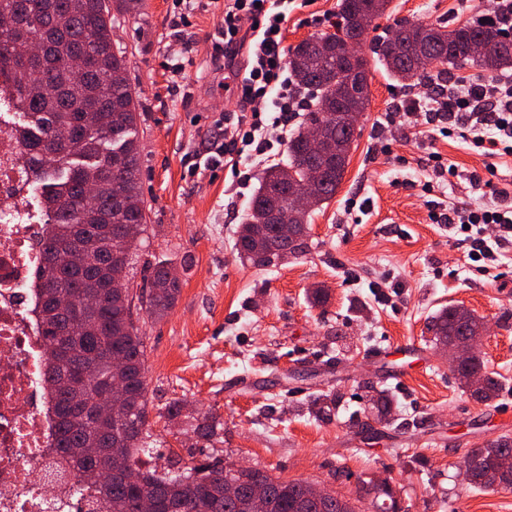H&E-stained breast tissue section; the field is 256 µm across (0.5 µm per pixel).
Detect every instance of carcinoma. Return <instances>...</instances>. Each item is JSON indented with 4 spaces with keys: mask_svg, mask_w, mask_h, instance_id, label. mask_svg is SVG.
Instances as JSON below:
<instances>
[{
    "mask_svg": "<svg viewBox=\"0 0 512 512\" xmlns=\"http://www.w3.org/2000/svg\"><path fill=\"white\" fill-rule=\"evenodd\" d=\"M0 15L22 23L0 28V72L10 78L18 111L27 117L26 150L32 174L50 212V232L43 244L40 319L48 345L46 381L59 421L55 448L70 460L87 483L100 486L106 512H139L143 497L155 512H256L248 488L267 489L261 512H357L349 500L306 496L305 481L282 480L254 468L235 473L220 459H169L164 472L143 462L150 437V398L146 380V347L133 309L140 306L160 319L175 306L181 280L169 277L171 264L160 261L151 271L148 289L134 294L129 279L130 251L117 267L109 257L129 239L145 241L147 224L139 179L140 149L135 130L138 101L125 77V57L114 50L112 26L140 0H3ZM390 0H340L337 32L302 41L288 54V69L299 87L311 92L306 128L288 141V164L269 167L259 180L243 221L236 247L254 266L284 259L283 251L304 252L309 213L295 217L298 244L287 247L279 235L274 211L291 210L285 177L304 175L310 160L305 151L307 128L326 125L339 155L322 168L318 202L328 203L339 188L355 141L358 120L336 114L342 92L340 46L358 30L357 17L377 18ZM509 30L494 20L466 21L449 29L442 21H403L392 34L372 40L374 62L395 81L421 80L435 62L439 70L475 65L487 71L512 69V50H504ZM487 51L472 57L470 43ZM100 286L97 314L82 307L83 285ZM139 304H134V301ZM480 317L463 306L441 309L433 319V341L450 336L481 335ZM484 384L471 391L480 401L496 399L499 378L484 374ZM110 389L123 397L114 416L96 415L99 394ZM224 426L215 415L194 417L198 440L212 443ZM465 468L470 486L512 490V438L500 436L468 451ZM135 472L140 482L126 481ZM232 477L241 491L224 496ZM376 512H396L391 487L362 481Z\"/></svg>",
    "mask_w": 512,
    "mask_h": 512,
    "instance_id": "cac0c4a2",
    "label": "carcinoma"
}]
</instances>
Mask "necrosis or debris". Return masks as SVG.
Wrapping results in <instances>:
<instances>
[{
	"label": "necrosis or debris",
	"mask_w": 512,
	"mask_h": 512,
	"mask_svg": "<svg viewBox=\"0 0 512 512\" xmlns=\"http://www.w3.org/2000/svg\"><path fill=\"white\" fill-rule=\"evenodd\" d=\"M12 107L0 84V512H100L95 489L53 446L35 313L47 226Z\"/></svg>",
	"instance_id": "1"
}]
</instances>
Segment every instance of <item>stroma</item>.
<instances>
[{"label": "stroma", "instance_id": "stroma-1", "mask_svg": "<svg viewBox=\"0 0 512 512\" xmlns=\"http://www.w3.org/2000/svg\"><path fill=\"white\" fill-rule=\"evenodd\" d=\"M472 3L392 0L365 37L404 19L459 24L475 18ZM185 15L186 27L174 30L172 0H142L112 30L140 113L149 244L132 253V283L142 287L160 260L182 281L163 319L137 312L160 452L246 462L352 499L360 480L374 477L391 485L401 512H512V490H479L462 478L469 449L512 437L499 418L512 404V243L490 275L468 259V243L431 218L436 203L469 199L473 176L512 193V159L489 166L463 141L422 136V121L413 132L380 131L383 113L421 85L373 69L344 179L313 211L306 254L245 263L235 243L248 197L223 174L186 170L214 119L239 105L210 58L219 10L195 0ZM177 53L192 61L179 74L168 67ZM435 151L460 176L428 193ZM353 197L367 199L364 211L347 212ZM383 282L381 305L372 287ZM318 288L328 294L321 306L311 300ZM450 305L487 325L478 356L505 385L492 401L471 397L433 342L431 319ZM383 395L392 401L384 415L376 409ZM175 399L183 417L163 419ZM201 410L224 424L210 448L191 427Z\"/></svg>", "mask_w": 512, "mask_h": 512}]
</instances>
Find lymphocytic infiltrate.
I'll list each match as a JSON object with an SVG mask.
<instances>
[{"label":"lymphocytic infiltrate","instance_id":"f902f5d3","mask_svg":"<svg viewBox=\"0 0 512 512\" xmlns=\"http://www.w3.org/2000/svg\"><path fill=\"white\" fill-rule=\"evenodd\" d=\"M316 0H224V22L211 43L214 64L233 73L240 111L214 122L216 132L188 157L189 172L225 168L237 194L249 187L252 171L262 162L283 156L288 127L307 100L302 97L286 63L283 30L286 18ZM421 96L393 106L383 128H409L415 114H424L431 137L459 138L489 159L512 157V76L491 75L454 85L439 75L423 81ZM473 187L492 197V204L453 202L433 214L434 223L463 234L470 255L486 262L496 255L484 231L497 228V241L512 238V196L474 181Z\"/></svg>","mask_w":512,"mask_h":512}]
</instances>
